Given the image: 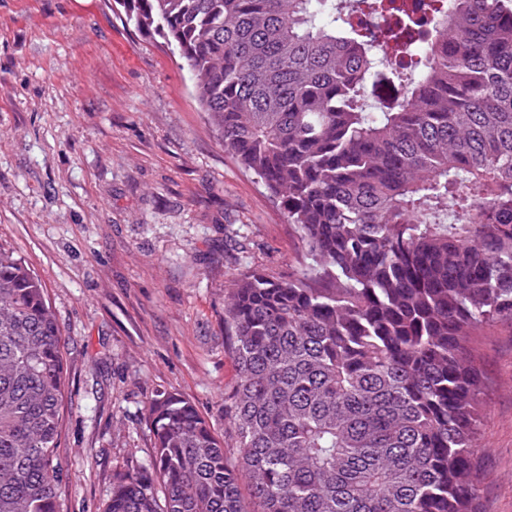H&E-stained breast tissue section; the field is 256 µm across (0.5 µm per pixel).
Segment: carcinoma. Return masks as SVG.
I'll return each mask as SVG.
<instances>
[{"label":"carcinoma","mask_w":512,"mask_h":512,"mask_svg":"<svg viewBox=\"0 0 512 512\" xmlns=\"http://www.w3.org/2000/svg\"><path fill=\"white\" fill-rule=\"evenodd\" d=\"M114 2L185 61L305 265L228 288L239 454L157 394L153 454L104 512H478L473 337L512 321V0H422L405 69L336 0ZM63 350L42 283L0 249V512H61Z\"/></svg>","instance_id":"carcinoma-1"}]
</instances>
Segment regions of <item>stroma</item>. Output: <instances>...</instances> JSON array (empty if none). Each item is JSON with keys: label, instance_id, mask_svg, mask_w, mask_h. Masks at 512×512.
<instances>
[{"label": "stroma", "instance_id": "1", "mask_svg": "<svg viewBox=\"0 0 512 512\" xmlns=\"http://www.w3.org/2000/svg\"><path fill=\"white\" fill-rule=\"evenodd\" d=\"M0 247L41 280L64 339L63 512H103L113 474L148 462L157 392L235 453L227 289L250 267L299 271L302 244L225 153L182 60L113 0H0ZM475 342L478 509L512 512V324Z\"/></svg>", "mask_w": 512, "mask_h": 512}]
</instances>
